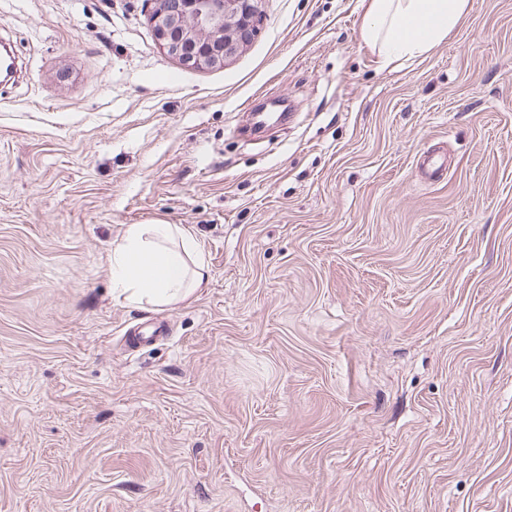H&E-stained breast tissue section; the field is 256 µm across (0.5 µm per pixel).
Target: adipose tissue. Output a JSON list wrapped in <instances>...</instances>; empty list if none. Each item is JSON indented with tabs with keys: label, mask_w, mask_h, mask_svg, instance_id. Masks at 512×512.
<instances>
[{
	"label": "adipose tissue",
	"mask_w": 512,
	"mask_h": 512,
	"mask_svg": "<svg viewBox=\"0 0 512 512\" xmlns=\"http://www.w3.org/2000/svg\"><path fill=\"white\" fill-rule=\"evenodd\" d=\"M469 0H369L361 26L364 43L383 65L414 60L444 42ZM209 277L199 242L176 224L128 225L112 250V283L130 303L164 306L198 293Z\"/></svg>",
	"instance_id": "adipose-tissue-1"
}]
</instances>
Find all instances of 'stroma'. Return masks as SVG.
I'll return each mask as SVG.
<instances>
[{
  "label": "stroma",
  "mask_w": 512,
  "mask_h": 512,
  "mask_svg": "<svg viewBox=\"0 0 512 512\" xmlns=\"http://www.w3.org/2000/svg\"><path fill=\"white\" fill-rule=\"evenodd\" d=\"M364 12L197 69L144 0H0V512H512V0L386 68ZM157 221L210 279L132 305ZM199 242L178 224H131L112 249V283L130 303L164 306L198 293L209 277Z\"/></svg>",
  "instance_id": "stroma-1"
}]
</instances>
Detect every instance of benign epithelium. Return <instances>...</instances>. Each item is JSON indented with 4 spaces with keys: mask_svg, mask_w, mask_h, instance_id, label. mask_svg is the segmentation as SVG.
Returning a JSON list of instances; mask_svg holds the SVG:
<instances>
[{
    "mask_svg": "<svg viewBox=\"0 0 512 512\" xmlns=\"http://www.w3.org/2000/svg\"><path fill=\"white\" fill-rule=\"evenodd\" d=\"M146 0L148 20L166 51L198 69L233 59L258 32L259 0Z\"/></svg>",
    "mask_w": 512,
    "mask_h": 512,
    "instance_id": "1",
    "label": "benign epithelium"
}]
</instances>
